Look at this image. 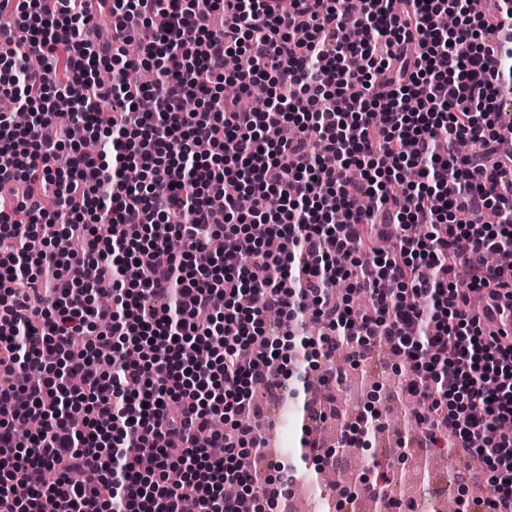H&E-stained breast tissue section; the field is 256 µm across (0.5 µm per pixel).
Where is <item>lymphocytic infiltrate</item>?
Here are the masks:
<instances>
[{
  "instance_id": "lymphocytic-infiltrate-1",
  "label": "lymphocytic infiltrate",
  "mask_w": 512,
  "mask_h": 512,
  "mask_svg": "<svg viewBox=\"0 0 512 512\" xmlns=\"http://www.w3.org/2000/svg\"><path fill=\"white\" fill-rule=\"evenodd\" d=\"M101 2L112 35L92 39L88 0H0V37L16 43L0 55V96L29 116L20 127L0 113V184L22 199L0 216V447L14 451L0 497L23 512L273 510L287 477L260 482L237 461L260 444L254 390L293 377L267 365L310 305L327 331L307 339L308 363L344 346L359 362L390 352L425 440L453 437L493 473L491 496L460 512H512V338L485 335L469 302L488 255L512 252V151L495 107L512 83V0L477 14L468 0ZM445 13L452 29L435 22ZM490 30L497 46L478 41ZM30 51L42 69H26ZM231 54L248 67L227 72ZM140 67L151 84L130 82ZM260 78L276 105L224 101L225 80L246 91ZM109 99L117 115L103 112ZM78 121L99 153L67 148ZM237 178L279 209L242 212L223 193ZM490 209L500 224L484 223ZM407 224L432 231L392 236ZM45 226L80 253L20 257V239ZM450 254L469 270L463 285ZM122 264L148 274L115 283L103 307L97 281ZM339 280L348 292L335 300ZM156 295L168 304L148 306ZM218 415L231 435L212 433Z\"/></svg>"
}]
</instances>
